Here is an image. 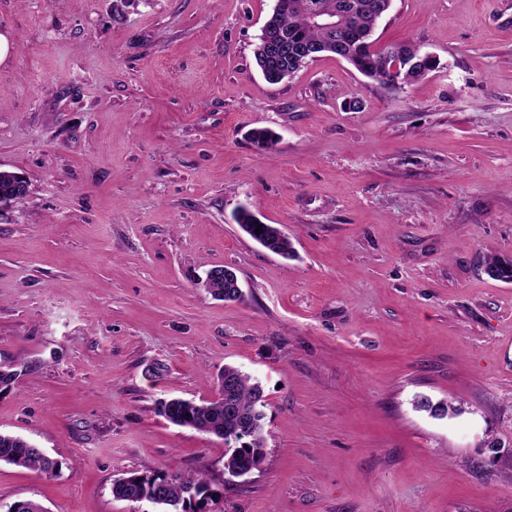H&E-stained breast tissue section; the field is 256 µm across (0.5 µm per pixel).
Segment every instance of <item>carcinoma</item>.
<instances>
[{
    "label": "carcinoma",
    "mask_w": 512,
    "mask_h": 512,
    "mask_svg": "<svg viewBox=\"0 0 512 512\" xmlns=\"http://www.w3.org/2000/svg\"><path fill=\"white\" fill-rule=\"evenodd\" d=\"M296 0H276L272 14L266 23L288 35V51L310 45L327 47L325 53L338 54L359 72L375 80H381L382 67L386 62H396L401 82L408 83L436 66V60L412 43H402L385 50L374 46L372 35L380 15L373 8L377 0H351L354 10L348 16V24L356 33V39L338 52L329 47L330 35L319 25L295 8ZM257 64L265 80L280 83L288 71H297L295 62L288 55L265 58L263 44L255 51ZM250 139L260 148L267 149L276 141V133L268 128H254ZM18 181L14 172L0 170V197L14 196ZM243 232L266 250L287 255L290 242L274 224H255L256 217L246 208H239L234 216ZM260 232H255V228ZM487 274L495 279L512 282V258L491 256L486 265ZM218 377L231 382L224 397L195 402L183 398L160 400L157 412L172 424L226 438L237 433L244 418L252 421L249 436L229 444L224 454V472L234 475L241 470L249 473L258 470L266 458L263 408L265 399L259 382L240 369L226 365ZM11 464L50 476H58L62 462L44 454L31 441L19 436L0 432V463ZM112 495L120 500L148 502L161 507V512H207L206 506L216 491L205 475H189L178 471H160L153 474L130 472L114 480Z\"/></svg>",
    "instance_id": "cac0c4a2"
}]
</instances>
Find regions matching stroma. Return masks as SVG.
Instances as JSON below:
<instances>
[{"instance_id": "obj_1", "label": "stroma", "mask_w": 512, "mask_h": 512, "mask_svg": "<svg viewBox=\"0 0 512 512\" xmlns=\"http://www.w3.org/2000/svg\"><path fill=\"white\" fill-rule=\"evenodd\" d=\"M274 4L0 0V169L29 183L0 212V432L63 464L1 463L0 512H153L112 483L169 469L209 512H512V282L485 272L512 258V0H392L376 48L438 61L402 85L333 55L267 83ZM214 266L243 301L200 288ZM227 364L267 403L234 479L156 411ZM234 219L243 232L266 250L278 255H288L291 252L290 242L281 230L274 224H255L257 219L247 208H239ZM257 226H260L261 233L255 232Z\"/></svg>"}]
</instances>
